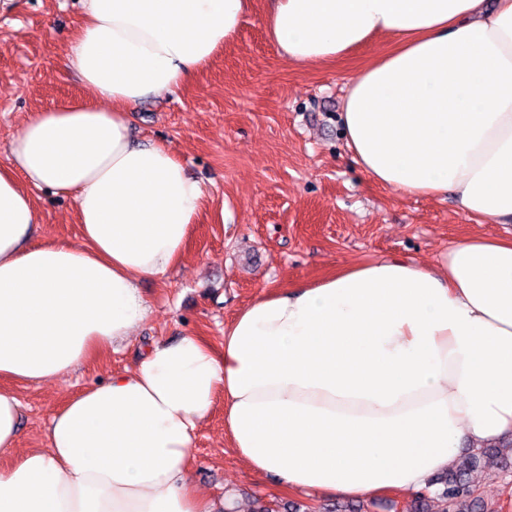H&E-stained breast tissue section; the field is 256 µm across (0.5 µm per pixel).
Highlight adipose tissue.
<instances>
[{"label":"adipose tissue","instance_id":"1","mask_svg":"<svg viewBox=\"0 0 512 512\" xmlns=\"http://www.w3.org/2000/svg\"><path fill=\"white\" fill-rule=\"evenodd\" d=\"M64 64L88 92L29 113L0 166V380H63L147 316L142 279L184 256L208 194L129 104L190 84L251 0H83ZM281 57L389 50L351 76L353 161L405 196L454 194L512 217V0H269ZM71 197L77 241L35 242L34 193ZM247 464L286 489L414 494L462 445L512 438V239L468 235L434 267L361 260L264 293L222 349L185 334L69 397L47 445L17 451L21 403L0 387V512H213L189 481L216 396Z\"/></svg>","mask_w":512,"mask_h":512}]
</instances>
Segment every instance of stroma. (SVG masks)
Returning a JSON list of instances; mask_svg holds the SVG:
<instances>
[{"label": "stroma", "instance_id": "35a3bbf8", "mask_svg": "<svg viewBox=\"0 0 512 512\" xmlns=\"http://www.w3.org/2000/svg\"><path fill=\"white\" fill-rule=\"evenodd\" d=\"M268 0H252L241 28L186 88L128 108L136 142H166L209 205L182 263L141 280L147 318L115 349L94 356L64 380L16 385L23 405L20 448H42L52 414L65 400L108 375L136 366L145 348L187 333L220 346L224 328L258 294L311 283L371 257L434 263L458 238H512V221L466 220L453 195L407 197L370 180L347 157L340 120L345 82L381 53L378 39L329 65L296 66L268 40ZM82 17L80 0H14L0 13V165L28 112L84 96L62 64L63 36ZM41 241L75 238L71 200L36 193ZM191 482L215 508L253 498L294 501L323 512L345 498L286 490L254 472L224 434L216 398L192 448Z\"/></svg>", "mask_w": 512, "mask_h": 512}]
</instances>
